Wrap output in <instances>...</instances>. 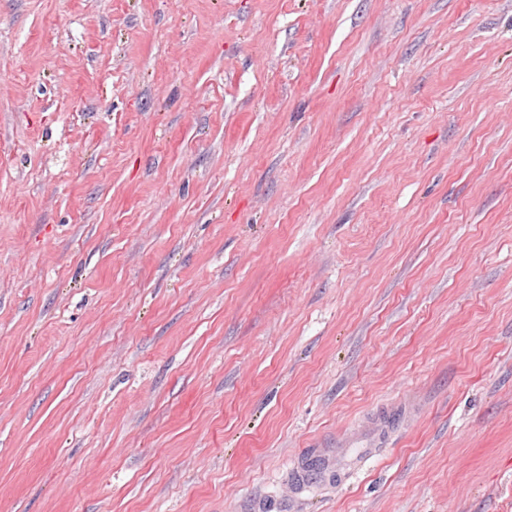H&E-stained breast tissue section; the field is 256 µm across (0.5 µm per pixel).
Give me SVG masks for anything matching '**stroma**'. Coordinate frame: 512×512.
I'll return each instance as SVG.
<instances>
[{"label":"stroma","instance_id":"35a3bbf8","mask_svg":"<svg viewBox=\"0 0 512 512\" xmlns=\"http://www.w3.org/2000/svg\"><path fill=\"white\" fill-rule=\"evenodd\" d=\"M0 512H512V0H0Z\"/></svg>","mask_w":512,"mask_h":512}]
</instances>
